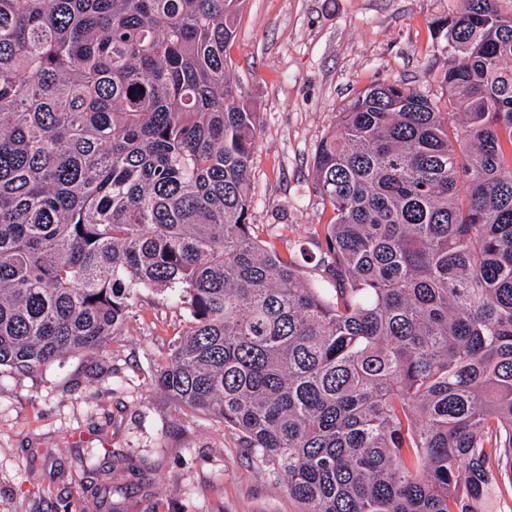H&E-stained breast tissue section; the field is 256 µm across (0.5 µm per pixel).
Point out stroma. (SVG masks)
<instances>
[{
	"instance_id": "1",
	"label": "stroma",
	"mask_w": 512,
	"mask_h": 512,
	"mask_svg": "<svg viewBox=\"0 0 512 512\" xmlns=\"http://www.w3.org/2000/svg\"><path fill=\"white\" fill-rule=\"evenodd\" d=\"M463 0H246L225 55L260 114L251 158V233L318 265L334 214L312 164L362 90L402 81L440 97L447 54L433 23ZM188 314L143 291L106 351L34 373L0 372V512H299L283 481L209 416L183 413L156 370Z\"/></svg>"
}]
</instances>
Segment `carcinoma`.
<instances>
[{
	"label": "carcinoma",
	"instance_id": "cac0c4a2",
	"mask_svg": "<svg viewBox=\"0 0 512 512\" xmlns=\"http://www.w3.org/2000/svg\"><path fill=\"white\" fill-rule=\"evenodd\" d=\"M244 0H0V370L103 351L157 288L158 385L237 431L301 512L512 494V0L436 21L437 104L390 81L313 160L335 288L253 240Z\"/></svg>",
	"mask_w": 512,
	"mask_h": 512
}]
</instances>
